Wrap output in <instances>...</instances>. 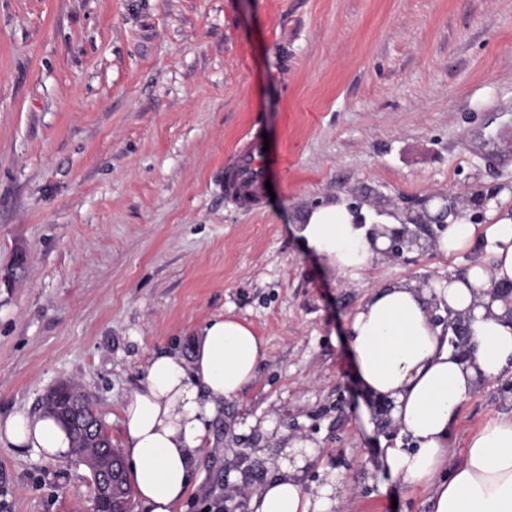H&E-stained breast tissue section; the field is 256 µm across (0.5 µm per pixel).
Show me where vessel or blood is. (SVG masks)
Segmentation results:
<instances>
[{
	"label": "vessel or blood",
	"instance_id": "vessel-or-blood-1",
	"mask_svg": "<svg viewBox=\"0 0 512 512\" xmlns=\"http://www.w3.org/2000/svg\"><path fill=\"white\" fill-rule=\"evenodd\" d=\"M265 153L262 141L246 137L224 165V195L238 207L260 209L265 194Z\"/></svg>",
	"mask_w": 512,
	"mask_h": 512
}]
</instances>
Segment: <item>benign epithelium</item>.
<instances>
[{
  "label": "benign epithelium",
  "mask_w": 512,
  "mask_h": 512,
  "mask_svg": "<svg viewBox=\"0 0 512 512\" xmlns=\"http://www.w3.org/2000/svg\"><path fill=\"white\" fill-rule=\"evenodd\" d=\"M487 199L488 194L483 191L470 196L467 195L461 199L443 196L437 212H431L425 203L422 204V211L416 214L408 208L405 215L398 218L401 227L384 231L374 227L369 232L370 239L374 241L380 235L388 237L389 244L383 250V254L400 257L404 252L419 244V241L424 237L432 242L435 241L436 235L433 226L441 227L447 224L449 220L454 222L464 216L466 210L471 212L470 220L472 223H480ZM91 400H93V397L90 392L86 390L80 392L75 402L70 405L69 418L73 423L97 432L103 422L99 412L95 411L90 414L86 410V404ZM105 451V457L95 458L88 464L90 472L89 495L94 501L97 499L105 500L111 512H128L122 499L118 497V484L120 480L126 477L123 457L118 450L110 445L105 447Z\"/></svg>",
  "instance_id": "obj_1"
}]
</instances>
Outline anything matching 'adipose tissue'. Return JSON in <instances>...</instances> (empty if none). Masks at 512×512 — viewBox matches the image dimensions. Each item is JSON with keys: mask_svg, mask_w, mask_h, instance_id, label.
I'll use <instances>...</instances> for the list:
<instances>
[{"mask_svg": "<svg viewBox=\"0 0 512 512\" xmlns=\"http://www.w3.org/2000/svg\"><path fill=\"white\" fill-rule=\"evenodd\" d=\"M512 195L502 191L486 204V223L462 217L444 226L439 252L466 253L477 239L485 250L465 269L423 284L401 281L373 291L353 314L348 328L355 376L365 396L394 402L393 420L410 447L379 450L387 483L409 492L433 486L430 512H512V416L486 422L455 448L451 427L459 408L479 385L512 375ZM341 200L315 207L299 235L306 246L338 272L363 270L385 249L388 238L370 239ZM503 285L491 297L493 285ZM471 343L460 354L448 343L455 326ZM196 357L156 353L144 366L141 386L123 406L124 462L143 512H176L185 498L200 451L208 444V424L219 403L236 398L265 359L263 341L252 327L217 316L200 330ZM0 443L45 458L68 454L67 431L43 412L18 411L0 417ZM460 460L445 470L451 449ZM316 451L293 440L276 463L273 477L247 500L248 512H333L336 491L349 483L344 471L319 470L303 480Z\"/></svg>", "mask_w": 512, "mask_h": 512, "instance_id": "ef3b65f1", "label": "adipose tissue"}]
</instances>
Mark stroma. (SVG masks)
Returning a JSON list of instances; mask_svg holds the SVG:
<instances>
[{
    "mask_svg": "<svg viewBox=\"0 0 512 512\" xmlns=\"http://www.w3.org/2000/svg\"><path fill=\"white\" fill-rule=\"evenodd\" d=\"M267 133L274 199L224 198V161ZM512 190V0H0V416L58 380L122 407L155 353L192 359L224 314L266 344L218 405L178 512H225L294 439L350 470L337 512H429L433 487L380 490L393 403L363 393L348 325L376 288L462 270L428 241L339 274L298 232L316 206L368 221L428 196ZM512 416V379L480 385L455 446ZM90 472L0 444V512H90Z\"/></svg>",
    "mask_w": 512,
    "mask_h": 512,
    "instance_id": "stroma-1",
    "label": "stroma"
}]
</instances>
